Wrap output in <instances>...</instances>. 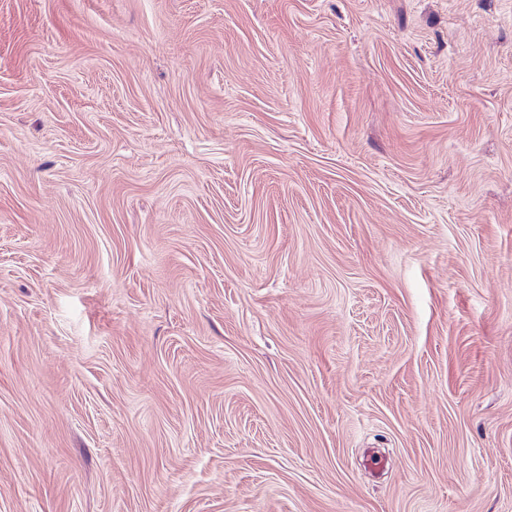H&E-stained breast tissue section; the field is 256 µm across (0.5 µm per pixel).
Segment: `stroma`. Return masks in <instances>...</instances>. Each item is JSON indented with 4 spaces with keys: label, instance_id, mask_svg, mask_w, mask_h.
Returning a JSON list of instances; mask_svg holds the SVG:
<instances>
[{
    "label": "stroma",
    "instance_id": "obj_1",
    "mask_svg": "<svg viewBox=\"0 0 512 512\" xmlns=\"http://www.w3.org/2000/svg\"><path fill=\"white\" fill-rule=\"evenodd\" d=\"M0 512H512V0H0Z\"/></svg>",
    "mask_w": 512,
    "mask_h": 512
}]
</instances>
